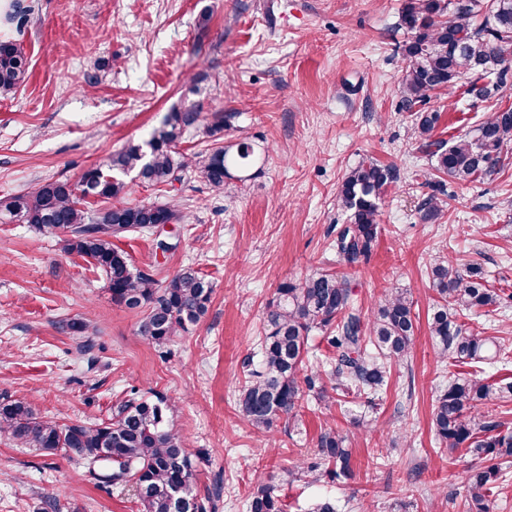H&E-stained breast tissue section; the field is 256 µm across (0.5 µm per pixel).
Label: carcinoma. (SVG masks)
Listing matches in <instances>:
<instances>
[{"label":"carcinoma","mask_w":512,"mask_h":512,"mask_svg":"<svg viewBox=\"0 0 512 512\" xmlns=\"http://www.w3.org/2000/svg\"><path fill=\"white\" fill-rule=\"evenodd\" d=\"M31 4L18 0L10 15H19L18 38L0 41V92L16 90L24 82L29 61L19 37L25 34ZM398 26L408 38L397 46L405 61L399 109L412 113L421 149L434 159L433 169L460 182L474 181L504 166L503 146L512 142V109L493 113L472 135L450 143L433 138L440 112L426 108L431 94L452 91L471 76L469 93L487 100L512 75V0H405ZM233 113L203 112L199 104L170 112L152 129L145 153L129 144L112 154L106 168L91 167L80 179L48 180L31 191L0 199V223L34 224L61 236L64 249L86 256L105 277L112 301L141 315L140 335L158 348L166 347L186 325L207 313L212 286L192 270L165 285L136 268L126 251L113 243L129 232H146L157 224H180L185 215L176 199L131 204L121 176L136 173L151 186H171L189 169L214 191L222 193L236 181L245 184L251 170L266 161L258 146L244 138L210 153L188 155L177 149L185 132L193 129L214 138L229 125ZM393 169L372 158L362 160L343 178L338 206L345 221L336 228L334 243L343 261L353 267L367 259L378 238V201L393 182ZM93 196L106 207L90 214L81 198ZM441 211L436 195L419 205L425 221ZM429 278L438 295L430 331L444 358L461 364L491 359L508 360L512 348L506 339L484 336L457 322L460 311L494 307L499 289L486 284L482 269L461 270L448 257L430 263ZM326 334L334 349L330 368L309 369L305 362L312 330ZM415 335L413 301L407 292L387 291L373 315L362 320L354 306L346 276L316 273L277 289L264 312L263 336L256 357L244 365L248 380L238 389L243 417L266 430L285 416L299 429V407L305 391L323 379L332 390L357 396L374 395L387 384L390 362L410 352ZM512 398V384L500 385L477 377H455L435 400L432 425L440 444L452 454L466 448L482 464L466 470L462 482L470 500L467 512H493L488 498L502 474L499 461L512 457V432L483 412L492 401ZM171 405L132 392L115 410L112 420L93 427L60 425L37 416L21 401L0 404V436L46 451L76 448L77 455L98 470L97 478L114 485L132 484L141 512H216L220 488L193 490L195 466L181 437L168 419ZM321 463L336 478L353 476L351 449L334 428L321 430L316 441ZM185 485V499L174 489ZM249 512H285L274 485L259 480L251 493Z\"/></svg>","instance_id":"1"}]
</instances>
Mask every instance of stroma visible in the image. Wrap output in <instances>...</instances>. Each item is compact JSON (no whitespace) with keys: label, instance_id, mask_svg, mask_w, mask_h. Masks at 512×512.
Listing matches in <instances>:
<instances>
[{"label":"stroma","instance_id":"obj_1","mask_svg":"<svg viewBox=\"0 0 512 512\" xmlns=\"http://www.w3.org/2000/svg\"><path fill=\"white\" fill-rule=\"evenodd\" d=\"M23 37L28 75L0 93V197L49 177L78 180L123 146L144 143L174 109L193 101L233 118L223 143L249 138L268 161L245 188L212 191L193 172L178 192L124 178L126 201L177 198L186 215L154 236L116 244L166 283L191 268L213 287L207 315L163 349L115 304L87 257L28 224H0V402L23 401L39 417L85 425L108 419L130 388L172 404L174 430L196 455L195 484L222 482L216 512H248L256 477L275 485L287 512L327 499L336 512H466V450L440 451L435 399L456 373L440 359L428 314L427 268L438 255L479 265L505 295L468 327L512 337V164L470 184L443 178L431 222L418 205L433 194L431 162L409 112L400 110L404 62L395 46L403 0H32ZM207 28H200L202 11ZM104 70H95L97 62ZM98 71L88 87L85 75ZM461 81L434 95L445 141L512 106V80L482 101ZM371 157L392 167L377 244L348 267L331 242L343 221L336 195L349 169ZM171 243L157 249L156 239ZM330 271L346 275L363 316L385 290L408 291L418 316L410 355L393 362L373 400L306 396L301 425L251 427L235 393L245 381L269 302L281 283ZM88 322L86 333L66 330ZM347 438L353 477L301 472L325 425ZM56 497L50 510L46 496ZM0 512H140L130 486L94 478L81 458L0 439Z\"/></svg>","mask_w":512,"mask_h":512}]
</instances>
